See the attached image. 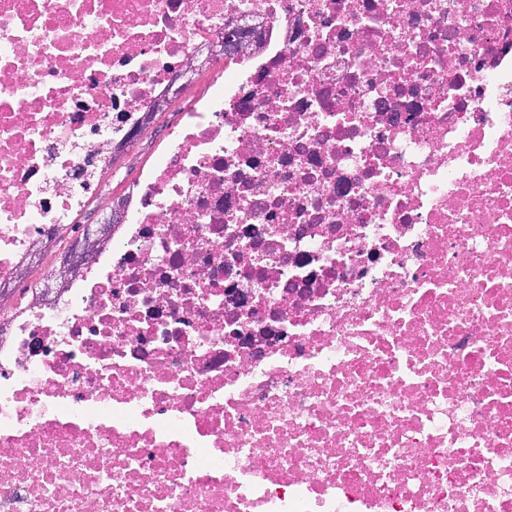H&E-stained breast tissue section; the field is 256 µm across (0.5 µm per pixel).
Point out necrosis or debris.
<instances>
[{"label": "necrosis or debris", "mask_w": 512, "mask_h": 512, "mask_svg": "<svg viewBox=\"0 0 512 512\" xmlns=\"http://www.w3.org/2000/svg\"><path fill=\"white\" fill-rule=\"evenodd\" d=\"M233 24L0 338V512H512V0H0V288ZM235 43L227 39L224 42V34L213 38L208 45L207 54L204 57L199 55L191 57L177 78H186L190 82L195 75L192 84L199 93H204L211 84L224 78V60L221 59L236 51ZM181 108L180 100L171 99L165 110L157 112L153 122L147 126L146 133L141 137L137 147L121 151L115 156L112 170L105 171L101 177V187L94 200L76 217L74 224L68 225L69 239L66 242H54V246L44 253L38 265L35 264L26 276L17 278V286L14 288L17 298L26 295L29 286L36 280L43 277L53 278L58 268V276L54 278L58 287L57 293H60L65 287L66 277L80 275L92 264L96 256L97 261V252L99 253L111 238L106 239L110 235L111 225L120 223L122 214L120 210H115L105 222L97 224V220L101 219L105 213L109 215L113 201L116 203L118 199L125 198L136 184L142 170L152 165L164 147L168 133L179 123ZM89 224H96V227L91 228L85 236L84 233L82 240L68 248L69 243L79 238ZM104 239L106 240L98 248L99 242ZM63 252L65 253L59 266V257ZM91 267H96L95 262L89 268ZM87 270H84L81 277L70 280L65 288H68L75 279L74 284L81 283L88 274ZM59 278H63V281Z\"/></svg>", "instance_id": "necrosis-or-debris-1"}]
</instances>
